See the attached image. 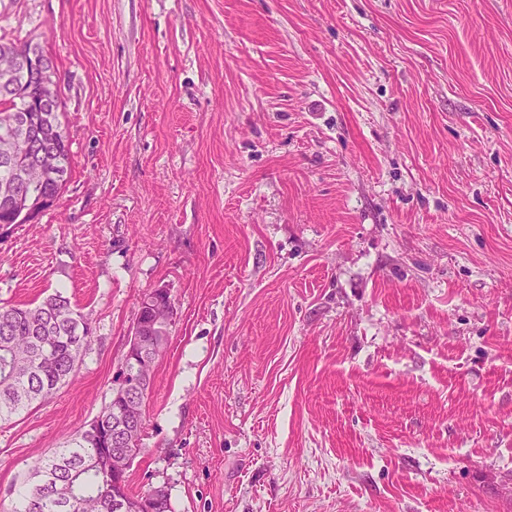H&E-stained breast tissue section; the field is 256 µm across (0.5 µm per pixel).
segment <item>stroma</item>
Here are the masks:
<instances>
[{"label": "stroma", "mask_w": 512, "mask_h": 512, "mask_svg": "<svg viewBox=\"0 0 512 512\" xmlns=\"http://www.w3.org/2000/svg\"><path fill=\"white\" fill-rule=\"evenodd\" d=\"M71 177L0 226L73 380L0 422V512L173 312L132 492L174 512H512V0H0Z\"/></svg>", "instance_id": "35a3bbf8"}]
</instances>
